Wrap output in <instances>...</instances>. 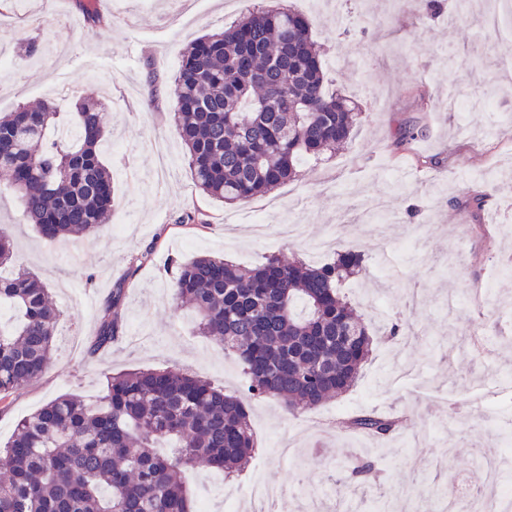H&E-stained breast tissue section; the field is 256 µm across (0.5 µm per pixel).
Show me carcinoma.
I'll return each mask as SVG.
<instances>
[{"instance_id": "carcinoma-1", "label": "carcinoma", "mask_w": 512, "mask_h": 512, "mask_svg": "<svg viewBox=\"0 0 512 512\" xmlns=\"http://www.w3.org/2000/svg\"><path fill=\"white\" fill-rule=\"evenodd\" d=\"M86 25L104 24L92 0H75ZM172 110L195 186L226 204L265 196L294 180L306 160L344 144L358 113L325 84L307 18L290 9L247 10L236 24L181 53ZM104 104L88 99L63 122L43 103L0 115V174L42 237L98 234L109 219L113 173ZM0 406L38 378L62 318L49 288L16 270L0 231ZM362 269L353 249L315 266L271 255L253 269L198 255L179 263L175 298L201 335L230 350L247 393L274 398L292 415L354 385L375 334L338 292ZM124 291L106 302L90 354L124 328ZM402 416L375 412L336 422L383 436ZM255 452L243 401L209 380L171 369L107 378L98 403L61 395L20 420L0 448V512H195L185 474L201 466L231 474Z\"/></svg>"}]
</instances>
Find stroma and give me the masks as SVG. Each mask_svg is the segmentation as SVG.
Segmentation results:
<instances>
[{
	"label": "stroma",
	"mask_w": 512,
	"mask_h": 512,
	"mask_svg": "<svg viewBox=\"0 0 512 512\" xmlns=\"http://www.w3.org/2000/svg\"><path fill=\"white\" fill-rule=\"evenodd\" d=\"M283 4L307 17L326 50L330 90L351 95L359 122L345 147L270 194L228 207L195 188L171 109V75L191 41L228 27L246 8ZM108 22L88 31L73 0H22L0 15V44L13 69L0 71V113L44 100L47 86L68 90L57 100L74 111L93 95L109 103L107 123L117 153L112 222L98 235L49 241L15 196L0 193V227L13 238L19 266L36 272L65 317L42 375L0 412V445L15 424L56 397L87 401L101 393L105 373L168 367L207 378L245 396L234 358L198 335L190 310L171 288L175 265L202 253L253 267L270 253L313 265L345 248L361 252L363 275L341 286L362 318L383 332L415 299L409 333L376 344L357 385L316 409L289 415L281 401L247 398L257 454L235 482H214L209 471L186 478L194 503L225 512L228 490L240 493L236 512H256L241 494L257 475L282 488L279 512H335L331 492L340 464L371 460L385 485L358 495L359 512H422L447 492L449 480L470 471L472 440L488 457L512 460L494 422L475 427L478 403L512 413V322H495L476 287L493 279L499 307L512 308V275L492 276L512 239L491 218L512 219V70L504 45L512 34L489 26L485 0L468 14L425 16L421 0H204L179 27L166 24L169 0H97ZM33 38L40 50L16 54ZM419 132L425 165L399 153V128ZM482 209L468 207L473 196ZM203 213L208 225L186 224ZM150 260H142V253ZM123 289L126 324L107 350L90 354L106 301ZM377 410L402 413L405 427L382 438L331 428L333 419Z\"/></svg>",
	"instance_id": "35a3bbf8"
}]
</instances>
